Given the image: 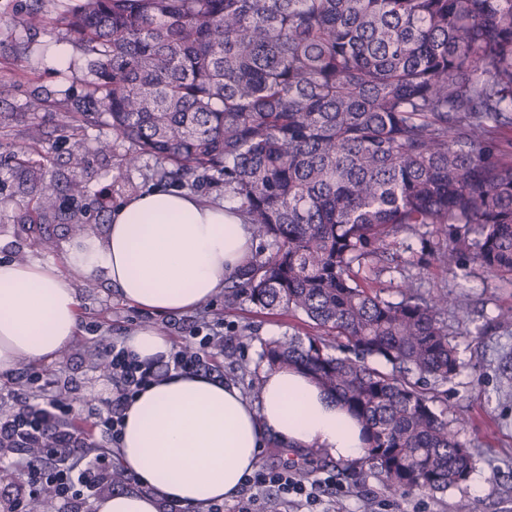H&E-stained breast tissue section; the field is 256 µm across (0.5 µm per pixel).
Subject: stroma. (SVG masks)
<instances>
[{"mask_svg":"<svg viewBox=\"0 0 512 512\" xmlns=\"http://www.w3.org/2000/svg\"><path fill=\"white\" fill-rule=\"evenodd\" d=\"M33 5V0H0V85L9 90L0 98V259L60 267L78 241L104 236L118 205L160 181L155 158L145 156L128 165V142L117 138L103 119L92 116L81 128H72L67 102L81 96L89 74L80 50L65 39L62 28L26 25ZM35 97L42 107L32 112L28 103ZM25 147L44 161L47 178L62 187L55 217L34 229L25 209L31 189L11 162L13 153ZM446 245L445 235L431 224L400 232L390 260L369 271L368 285L394 302L400 301L399 285L407 279L420 292L463 300V307H449L444 316L462 362L460 374L447 385L448 423L471 449L473 470L465 483L447 492L414 491L396 499L371 478L345 498L347 512H375V503L384 499L388 512H456L463 502L473 503L476 512H512V325L503 322L512 314V282L472 263L459 267L438 262L435 255ZM68 276L79 300L77 335L53 360L23 363L0 376L2 419L16 411L15 394L25 376L40 373L53 387H68L75 399L74 425L104 443L106 433L97 420L107 411L112 383L97 367L102 341H121L136 329L152 328L179 345L196 325L218 317L224 321V381L254 401L268 368L265 348L310 331L302 314L263 310L246 300L228 308L220 293L190 312L156 313L123 299L105 275L72 270ZM305 457L312 472L339 476L358 466L322 448L287 449L271 440L262 448L259 464L282 469Z\"/></svg>","mask_w":512,"mask_h":512,"instance_id":"stroma-1","label":"stroma"}]
</instances>
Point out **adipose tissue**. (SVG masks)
I'll return each instance as SVG.
<instances>
[{
	"instance_id": "1",
	"label": "adipose tissue",
	"mask_w": 512,
	"mask_h": 512,
	"mask_svg": "<svg viewBox=\"0 0 512 512\" xmlns=\"http://www.w3.org/2000/svg\"><path fill=\"white\" fill-rule=\"evenodd\" d=\"M253 230L235 205L177 189L128 198L101 238L73 245L66 269L104 273L140 308L186 312L208 302L251 255ZM38 261L0 263V374L48 361L75 336L78 298L65 274ZM284 447L363 455L362 428L304 374L266 372L258 401L200 374L161 379L125 411L123 466L141 489L100 496L95 512H160L163 502L201 505L241 490L267 437Z\"/></svg>"
}]
</instances>
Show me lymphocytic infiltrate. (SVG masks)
I'll return each mask as SVG.
<instances>
[{
  "label": "lymphocytic infiltrate",
  "instance_id": "obj_1",
  "mask_svg": "<svg viewBox=\"0 0 512 512\" xmlns=\"http://www.w3.org/2000/svg\"><path fill=\"white\" fill-rule=\"evenodd\" d=\"M223 349V336L206 322L185 347L171 352L160 365L139 361L121 341L105 345L104 354L112 375V408L102 424L113 445L120 440L125 410L139 392L164 372L176 375L218 369L216 354ZM31 382L38 386L41 402L22 401L14 414L0 420V442L9 444L12 452L7 464L26 478L27 496L17 500L15 512H26L27 498L36 497L47 488L55 499L66 504L92 496L100 475L107 473L115 455L113 445L96 446L86 435L76 433L70 420L71 406L50 395L49 381L37 374ZM335 485V479L329 475L304 479L288 468H261L246 478L248 496L238 512H259L262 502L272 492L314 512L321 504V494Z\"/></svg>",
  "mask_w": 512,
  "mask_h": 512
}]
</instances>
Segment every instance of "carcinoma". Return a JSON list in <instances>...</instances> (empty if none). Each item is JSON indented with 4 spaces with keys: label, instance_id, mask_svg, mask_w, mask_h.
Returning <instances> with one entry per match:
<instances>
[{
    "label": "carcinoma",
    "instance_id": "cac0c4a2",
    "mask_svg": "<svg viewBox=\"0 0 512 512\" xmlns=\"http://www.w3.org/2000/svg\"><path fill=\"white\" fill-rule=\"evenodd\" d=\"M54 17L87 57L94 106L143 155L184 181L224 176L271 254L224 289V306L298 311L318 333L268 346L361 424V481L390 494L444 493L473 454L448 429L460 374L441 315L448 298L400 285L392 302L365 284L396 236L449 234L436 260L512 280V0H78ZM36 207L58 184L14 154Z\"/></svg>",
    "mask_w": 512,
    "mask_h": 512
}]
</instances>
